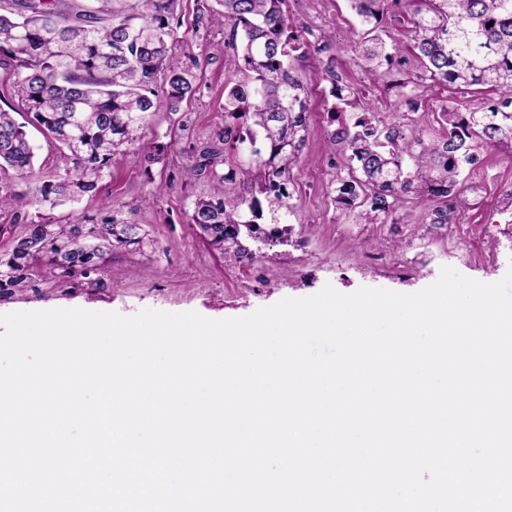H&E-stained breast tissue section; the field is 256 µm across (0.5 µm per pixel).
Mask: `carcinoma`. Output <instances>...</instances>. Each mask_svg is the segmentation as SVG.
<instances>
[{
	"label": "carcinoma",
	"instance_id": "obj_1",
	"mask_svg": "<svg viewBox=\"0 0 512 512\" xmlns=\"http://www.w3.org/2000/svg\"><path fill=\"white\" fill-rule=\"evenodd\" d=\"M75 12L63 0H0V95L15 105L0 108V211L21 200L14 179L33 174L35 147L26 125L41 130L59 149L60 173L42 181L31 205L34 217L0 251V296L27 287L41 273L61 286L101 288L96 277L118 248L142 250L141 225L118 207L94 219L56 222L44 210L73 206L94 196L112 174V164L133 155L151 172L173 149L171 142L141 141L151 115L161 107L178 112L196 91L197 64L176 53L173 24L178 0H96ZM356 66L397 90L411 106L432 86H453L460 95L487 89L494 96L479 108H444L441 136L419 125H387L363 93L334 84L338 124L331 143L339 147L336 208L356 222L377 224L407 199L428 201L431 224L457 220L467 208L463 171L484 146L512 148V0H348ZM212 20L231 26L225 66L245 76L224 87V124L188 168L204 173L212 193L193 200L190 223L214 250L236 261L250 259L242 237L256 249L288 243L289 228L264 226L269 210L290 208L293 169L306 145L308 92L295 63L309 45L285 10L286 0H216ZM393 6L413 33L404 56V77L393 76L398 46L379 31ZM492 26H487V23ZM415 92L407 91V88ZM26 115V123L14 114ZM250 144L253 170L233 155ZM224 165L221 174L217 167ZM240 179L246 194L231 195L224 183Z\"/></svg>",
	"mask_w": 512,
	"mask_h": 512
}]
</instances>
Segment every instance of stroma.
<instances>
[{
	"label": "stroma",
	"mask_w": 512,
	"mask_h": 512,
	"mask_svg": "<svg viewBox=\"0 0 512 512\" xmlns=\"http://www.w3.org/2000/svg\"><path fill=\"white\" fill-rule=\"evenodd\" d=\"M214 0H180L178 52L197 61L198 90L184 100L179 113L156 112L146 139L171 140L175 151L143 173L134 157L120 159L93 198L62 210L63 219L123 207L146 231L141 251H114L101 272L100 288H60L48 282L0 299V314L55 308L112 311L130 317L144 309L194 311L210 319L245 317L285 298L310 297L332 285L350 294L362 287L414 293L434 283L442 267L486 283L502 279L512 268V209L499 201L501 188L512 185V151L482 149V166L467 172L481 181L480 197L453 229L425 226L426 206L408 203L382 224H359L333 202L335 155L327 111L334 106L328 63H335L344 83L365 91L386 123L405 122L411 112L384 94L381 82L353 62L344 36L355 18L347 0H287L298 32L311 45L312 60L297 74L309 91L306 146L293 170L288 245L266 248L252 260L224 259L189 222L193 199L210 193L204 177L186 170L197 151L224 122V84L231 74L221 53L229 38L225 26L200 25ZM420 225L421 238L400 246L409 225Z\"/></svg>",
	"instance_id": "1"
}]
</instances>
